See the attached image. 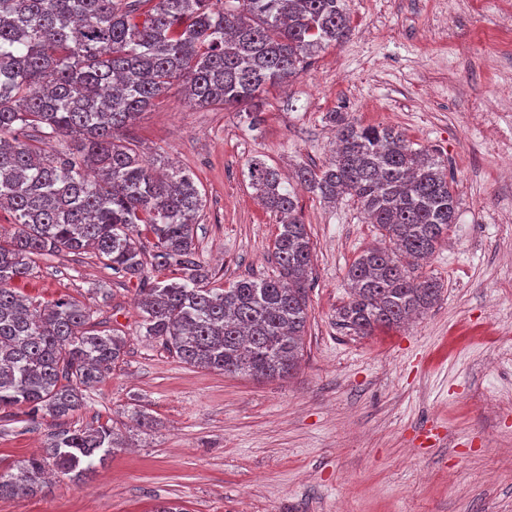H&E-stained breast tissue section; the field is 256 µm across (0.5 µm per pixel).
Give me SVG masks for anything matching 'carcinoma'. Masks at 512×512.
I'll use <instances>...</instances> for the list:
<instances>
[{
    "instance_id": "1",
    "label": "carcinoma",
    "mask_w": 512,
    "mask_h": 512,
    "mask_svg": "<svg viewBox=\"0 0 512 512\" xmlns=\"http://www.w3.org/2000/svg\"><path fill=\"white\" fill-rule=\"evenodd\" d=\"M351 30L346 0H0V208L18 231L0 233V412L67 418L84 407L124 355L126 339L94 329L74 297L35 305L12 288L36 257L96 250L112 271L139 282L141 328L183 363L269 380L293 371L308 320L312 243L294 192L260 159L252 188L279 215L278 276L208 287L194 226L203 198L174 165L156 171L126 145L125 130L173 86L199 107L252 115L267 88L298 78ZM336 151L297 180L327 202L357 199L384 246L349 266L340 325L357 336L398 326L441 293L408 265L449 237L457 198L444 164L393 127L329 113ZM62 138L47 154L18 134ZM155 239L147 269L137 237ZM121 445L113 426L59 429L43 454L0 472V496L28 497L47 468L82 480Z\"/></svg>"
}]
</instances>
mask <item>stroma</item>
<instances>
[{"label":"stroma","instance_id":"35a3bbf8","mask_svg":"<svg viewBox=\"0 0 512 512\" xmlns=\"http://www.w3.org/2000/svg\"><path fill=\"white\" fill-rule=\"evenodd\" d=\"M351 32L251 118L199 108L172 89L126 135L155 166L192 174L195 226L211 287L274 276L278 218L247 176L254 157L283 174L332 155V112L402 130L439 157L458 200L448 241L421 273L440 300L396 329L353 336L336 324L347 270L377 230L351 197L296 187L314 244L304 355L258 382L181 363L142 336L138 282L90 250L37 259L17 288L33 302L70 295L98 329L119 330L123 361L66 427L132 424L128 448L82 482L50 475L0 512H512V0H347ZM0 416V471L40 453L62 425ZM443 443L418 449L421 426Z\"/></svg>","mask_w":512,"mask_h":512}]
</instances>
